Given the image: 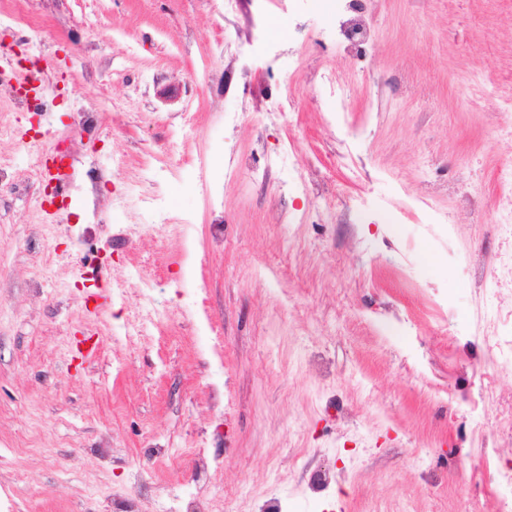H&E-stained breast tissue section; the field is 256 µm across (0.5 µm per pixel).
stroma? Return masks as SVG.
<instances>
[{
	"label": "stroma",
	"mask_w": 512,
	"mask_h": 512,
	"mask_svg": "<svg viewBox=\"0 0 512 512\" xmlns=\"http://www.w3.org/2000/svg\"><path fill=\"white\" fill-rule=\"evenodd\" d=\"M20 8L0 0V40L69 88L10 118L67 133L76 171L43 223L32 157L0 140L28 182L0 184V486L28 512H159L183 490L221 512L272 490L288 512H492V484L467 485L487 425L469 401L486 370L511 394L512 371L467 335L486 304L469 271L477 251L494 268L512 164V0H373L368 68L331 38L334 0ZM284 90L290 111H271ZM93 101L112 128L97 144L79 127ZM421 196L438 223L415 218ZM146 302L162 335H126Z\"/></svg>",
	"instance_id": "stroma-1"
}]
</instances>
